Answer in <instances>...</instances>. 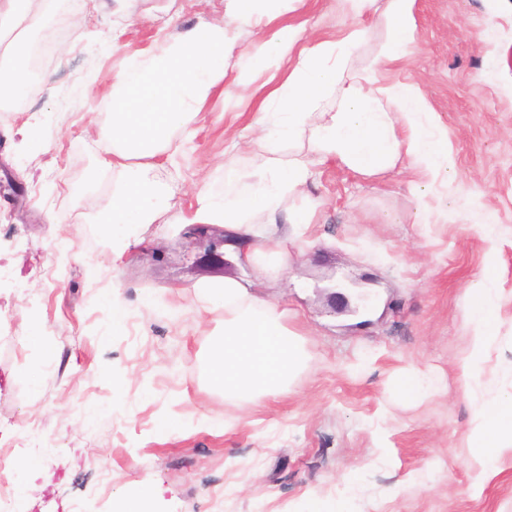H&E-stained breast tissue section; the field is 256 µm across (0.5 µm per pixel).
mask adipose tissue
Here are the masks:
<instances>
[{
	"label": "adipose tissue",
	"mask_w": 512,
	"mask_h": 512,
	"mask_svg": "<svg viewBox=\"0 0 512 512\" xmlns=\"http://www.w3.org/2000/svg\"><path fill=\"white\" fill-rule=\"evenodd\" d=\"M376 0H336L338 15L350 25L334 41L302 45V28L283 26L256 42L236 73L249 87L254 72L279 69L289 62L287 76L260 102L258 116L247 128L246 140L266 152L257 179L242 184L237 163L224 166V191L202 188L196 224L222 223L241 228L258 213L269 224H306L310 210L286 208L287 199L301 196L312 178L309 161L283 158L284 141L307 139L320 160H339L362 174L393 167L406 157L409 188L420 223H428L427 190L447 175L452 165L448 135L439 131L435 114L420 90L406 84L382 86L377 75L386 63L410 53L417 39L416 0H389L392 35L366 69L353 71L347 63L361 48L366 30L361 20ZM30 0H0V95L23 99L30 90L22 63L28 35L41 26L42 14L32 12ZM233 43L221 24L202 25L178 33L159 52L132 57L123 63L112 90V139L120 142L124 181L106 219L109 232L120 235L133 224L151 223L160 192L150 169L133 159L150 152L201 112L224 82ZM494 279L484 272L466 290L475 325L467 354L458 364L469 395L481 388V365L497 320ZM206 302L224 308V333L210 357V384L224 394L259 400L282 392L301 359L300 348L274 304L248 294L237 283L207 289ZM477 425L470 439L469 464L479 480L488 479L496 462L512 458V395L494 405L479 404Z\"/></svg>",
	"instance_id": "ef3b65f1"
}]
</instances>
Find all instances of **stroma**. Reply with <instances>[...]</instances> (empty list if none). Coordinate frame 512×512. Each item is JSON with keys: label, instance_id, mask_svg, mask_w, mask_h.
Listing matches in <instances>:
<instances>
[{"label": "stroma", "instance_id": "35a3bbf8", "mask_svg": "<svg viewBox=\"0 0 512 512\" xmlns=\"http://www.w3.org/2000/svg\"><path fill=\"white\" fill-rule=\"evenodd\" d=\"M331 2L290 0L260 29L229 0H90L80 25L47 14L41 79L0 111V450L20 460L22 512H115L141 497L146 512H310L351 478V512H512V459L473 484L475 422L456 371L472 333L465 290L488 269L499 319L487 394H512V0H416L415 52L379 75L418 86L448 133L431 223L415 221L407 159L372 176L331 160L313 167L312 223L263 238L289 241L279 272L231 246L224 268L204 265L196 192L223 187L259 94L285 76L256 72L244 91L231 65L223 95L149 158L165 187L153 223L115 242L105 231L124 178L109 130L126 58L219 21L239 51L286 24L336 40L346 27ZM386 4L365 19L351 69L387 40ZM227 280L285 310L303 351L287 390L260 402L209 385L224 310H203V290ZM106 291L128 310L120 324ZM411 372L441 391L397 394Z\"/></svg>", "mask_w": 512, "mask_h": 512}]
</instances>
